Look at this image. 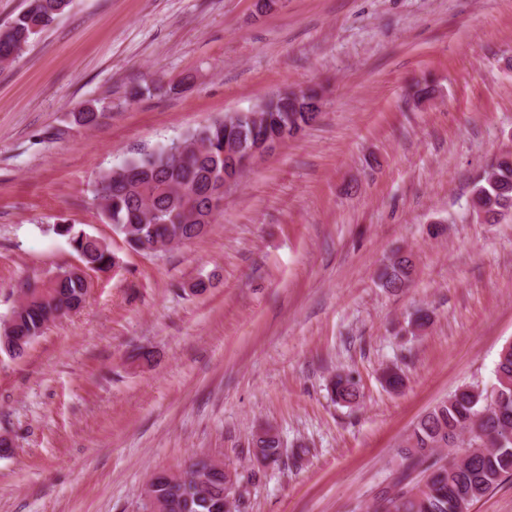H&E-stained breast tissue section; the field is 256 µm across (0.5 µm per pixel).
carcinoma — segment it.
Instances as JSON below:
<instances>
[{"instance_id":"obj_1","label":"carcinoma","mask_w":512,"mask_h":512,"mask_svg":"<svg viewBox=\"0 0 512 512\" xmlns=\"http://www.w3.org/2000/svg\"><path fill=\"white\" fill-rule=\"evenodd\" d=\"M70 0H27L5 31L0 32V64L16 61L26 46L47 29ZM320 89L286 91L260 104L262 119L249 124L214 121L184 137L183 151L161 147L139 153L98 178L94 197L102 214L125 244L136 252H156L189 243L205 235L215 221L210 197L224 175L235 173V157L243 143L286 140L292 130H304L318 116ZM471 208L492 222L512 210V157H496L474 183ZM56 233L70 241L73 251L91 272L105 273L118 257L105 240L61 225ZM414 271L411 256L396 253L387 259L379 286L399 291L409 286ZM20 299L0 322V349L12 336L37 339L47 327L83 307L88 287L85 275L60 269L19 285ZM336 402L359 398L354 377L338 372L330 380ZM247 452L276 465L283 454L280 435L270 426L252 435ZM406 464L396 471L390 490L373 504V512H471V508L507 475H512V347L503 351L491 389L465 386L423 416L402 446ZM196 478L171 485L158 476L168 512H247L245 496L224 495L226 474L212 459L198 458Z\"/></svg>"}]
</instances>
